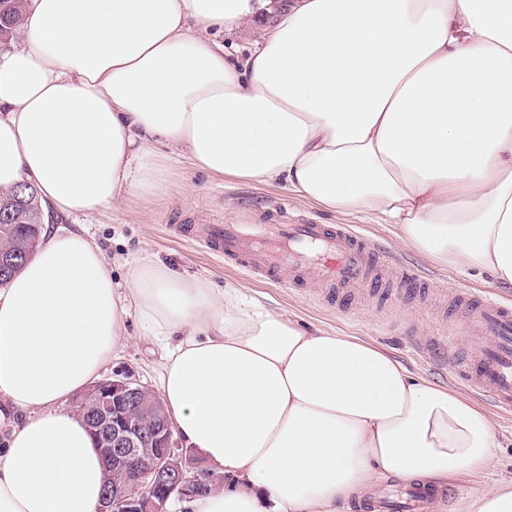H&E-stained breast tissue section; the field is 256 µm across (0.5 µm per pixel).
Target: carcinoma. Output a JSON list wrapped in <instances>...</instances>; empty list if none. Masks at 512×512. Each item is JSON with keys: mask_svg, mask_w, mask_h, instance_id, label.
Segmentation results:
<instances>
[{"mask_svg": "<svg viewBox=\"0 0 512 512\" xmlns=\"http://www.w3.org/2000/svg\"><path fill=\"white\" fill-rule=\"evenodd\" d=\"M24 8L25 0H0V42L7 44L12 40L22 20ZM16 198L15 191L0 197V225L11 227L9 232L0 236L4 239L6 253L16 255L17 263L12 268L14 272L19 270L36 246L42 220L37 193L25 194L20 202Z\"/></svg>", "mask_w": 512, "mask_h": 512, "instance_id": "cac0c4a2", "label": "carcinoma"}]
</instances>
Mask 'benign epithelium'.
<instances>
[{
  "label": "benign epithelium",
  "mask_w": 512,
  "mask_h": 512,
  "mask_svg": "<svg viewBox=\"0 0 512 512\" xmlns=\"http://www.w3.org/2000/svg\"><path fill=\"white\" fill-rule=\"evenodd\" d=\"M76 402L96 425L106 464V481L112 495L96 512H168L170 498L187 502L212 487L224 485V476L186 477L199 465L198 453L174 435V426L162 401L140 385L133 374L118 371L97 381ZM154 415L153 448L142 445L143 416Z\"/></svg>",
  "instance_id": "benign-epithelium-1"
}]
</instances>
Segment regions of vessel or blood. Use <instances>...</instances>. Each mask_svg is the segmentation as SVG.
Returning <instances> with one entry per match:
<instances>
[{"instance_id": "b4317fda", "label": "vessel or blood", "mask_w": 512, "mask_h": 512, "mask_svg": "<svg viewBox=\"0 0 512 512\" xmlns=\"http://www.w3.org/2000/svg\"><path fill=\"white\" fill-rule=\"evenodd\" d=\"M182 233L209 253L235 259L240 268L273 281L288 270L300 280L361 288L374 253L370 242L348 224L332 229L310 222L190 224ZM458 297L468 308V330L482 340L465 375L474 391L490 394L502 412L511 413L512 303L467 291ZM441 495L440 489L414 483L378 496L371 508L373 512H426Z\"/></svg>"}]
</instances>
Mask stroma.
I'll return each mask as SVG.
<instances>
[{
  "label": "stroma",
  "mask_w": 512,
  "mask_h": 512,
  "mask_svg": "<svg viewBox=\"0 0 512 512\" xmlns=\"http://www.w3.org/2000/svg\"><path fill=\"white\" fill-rule=\"evenodd\" d=\"M280 224L312 221L351 224L390 265H401L422 283L421 290L399 287L386 280L363 288H316L288 281L273 283L210 255L197 242L178 235L181 224ZM68 227L83 226L106 259L117 280H124L133 262L152 255L174 271L209 279L215 287L245 285L265 308L286 314L297 324L361 337L387 351L412 373L472 397L495 422L499 448L495 465L484 472L449 481L452 497L433 502L429 512H472L476 495L497 482H512V417L505 416L490 396L472 392L457 365L459 357L480 344L467 333V309L457 299L461 290L512 299V288L500 287L481 271L459 273L435 264L412 248L402 246L392 225L371 213L334 212L301 198L281 183H258L198 173L178 155L168 162L164 190L147 205L108 209ZM129 336L115 354L111 371L127 370L149 390H157L160 358L156 345L129 324ZM452 332L450 345L438 340Z\"/></svg>",
  "instance_id": "obj_1"
}]
</instances>
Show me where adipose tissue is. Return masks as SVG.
<instances>
[{
	"label": "adipose tissue",
	"mask_w": 512,
	"mask_h": 512,
	"mask_svg": "<svg viewBox=\"0 0 512 512\" xmlns=\"http://www.w3.org/2000/svg\"><path fill=\"white\" fill-rule=\"evenodd\" d=\"M253 26L245 60L221 36ZM0 52V191L39 245L0 289V512H95L104 465L65 407L136 320L160 398L224 486L188 512H341L391 477L488 466L490 414L384 349L308 331L151 256L118 284L73 215L152 200L166 152L384 216L430 261L512 287V0H28Z\"/></svg>",
	"instance_id": "1"
}]
</instances>
